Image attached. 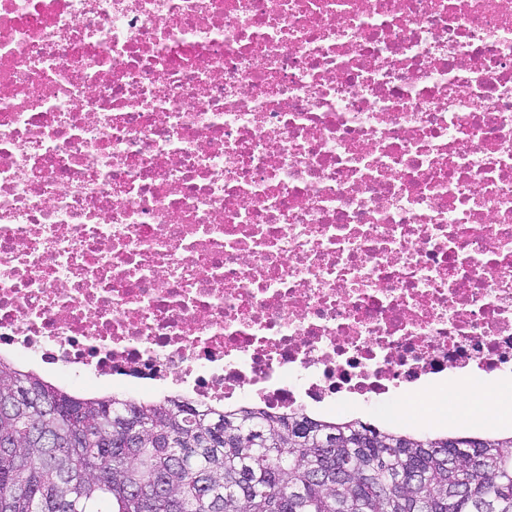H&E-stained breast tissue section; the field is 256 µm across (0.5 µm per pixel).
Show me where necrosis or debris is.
Masks as SVG:
<instances>
[{"instance_id": "necrosis-or-debris-1", "label": "necrosis or debris", "mask_w": 512, "mask_h": 512, "mask_svg": "<svg viewBox=\"0 0 512 512\" xmlns=\"http://www.w3.org/2000/svg\"><path fill=\"white\" fill-rule=\"evenodd\" d=\"M273 416L512 382V0H0V357Z\"/></svg>"}]
</instances>
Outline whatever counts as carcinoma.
I'll list each match as a JSON object with an SVG mask.
<instances>
[{
    "label": "carcinoma",
    "instance_id": "obj_1",
    "mask_svg": "<svg viewBox=\"0 0 512 512\" xmlns=\"http://www.w3.org/2000/svg\"><path fill=\"white\" fill-rule=\"evenodd\" d=\"M512 512V435L79 397L0 359V512Z\"/></svg>",
    "mask_w": 512,
    "mask_h": 512
}]
</instances>
